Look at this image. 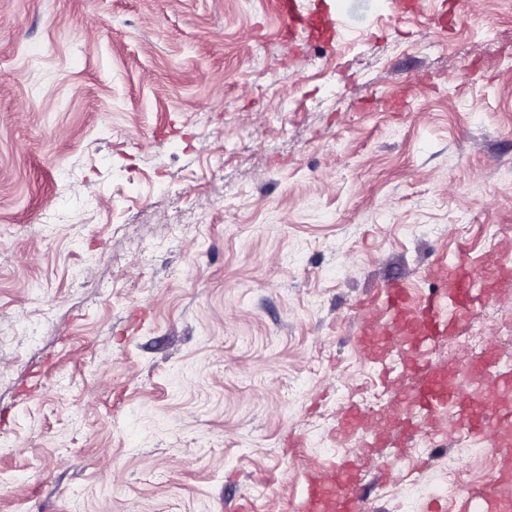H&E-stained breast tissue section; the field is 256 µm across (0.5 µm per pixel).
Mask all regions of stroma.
I'll list each match as a JSON object with an SVG mask.
<instances>
[{"label": "stroma", "mask_w": 512, "mask_h": 512, "mask_svg": "<svg viewBox=\"0 0 512 512\" xmlns=\"http://www.w3.org/2000/svg\"><path fill=\"white\" fill-rule=\"evenodd\" d=\"M301 5L337 38L285 43L276 0H0V512H289L356 458L348 406L400 407L355 342L383 285L512 259V0ZM485 307L512 357V282ZM390 440L370 512L496 467Z\"/></svg>", "instance_id": "stroma-1"}]
</instances>
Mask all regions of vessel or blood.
Returning a JSON list of instances; mask_svg holds the SVG:
<instances>
[{
	"instance_id": "obj_1",
	"label": "vessel or blood",
	"mask_w": 512,
	"mask_h": 512,
	"mask_svg": "<svg viewBox=\"0 0 512 512\" xmlns=\"http://www.w3.org/2000/svg\"><path fill=\"white\" fill-rule=\"evenodd\" d=\"M277 10L285 39L311 38L325 34L330 27L328 19L303 11L300 0H277ZM505 268L500 261L480 266L464 259L449 266L435 262L427 274L438 282L439 288L417 304L411 303L402 283L389 282L384 289L389 327L382 331L367 324L356 338L357 343L377 345L378 363H386L393 356L404 363L407 375L416 381L412 399L419 411L431 416L455 405L459 428L477 434L499 463L500 468L489 483L476 491H460V498L468 505L466 512H512V502L503 495L505 483L512 481V416L500 414L498 408L501 392L512 388V369L503 368L498 359H489L479 367L483 388L451 389L444 383L445 372L427 360L425 348L490 299L488 279ZM291 509L367 512V497L360 478L349 469H317L308 477L305 494L292 503Z\"/></svg>"
}]
</instances>
